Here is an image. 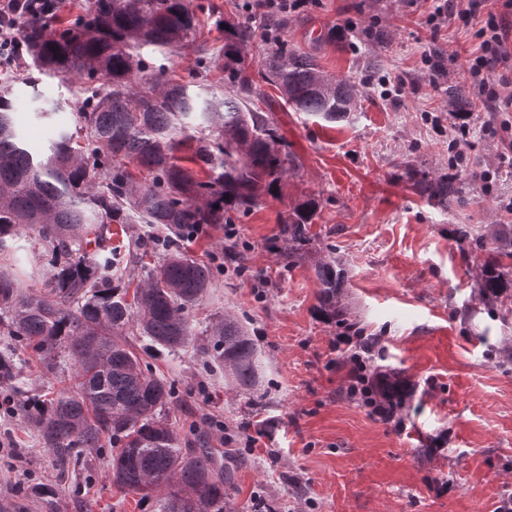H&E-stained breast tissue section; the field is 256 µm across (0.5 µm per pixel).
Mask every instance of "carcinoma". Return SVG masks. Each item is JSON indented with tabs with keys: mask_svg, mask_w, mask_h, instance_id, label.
I'll list each match as a JSON object with an SVG mask.
<instances>
[{
	"mask_svg": "<svg viewBox=\"0 0 512 512\" xmlns=\"http://www.w3.org/2000/svg\"><path fill=\"white\" fill-rule=\"evenodd\" d=\"M214 12L192 0H89L88 8L56 26L57 17H32L21 31L23 57L0 84V384L19 397L39 443L66 467L72 450L112 448V483L144 497L165 488L160 512H235L226 490L229 470L210 448H183L162 420L173 403L171 384L154 375L121 339L126 332L150 347L176 351L198 340L190 313L212 285L213 269L177 249V239L220 230L274 195L295 167L274 115L257 106L263 94L255 76L275 86L285 105L328 123L356 108L357 85L327 73L316 57L288 44L283 19L266 36L265 69L254 74L247 51L256 31L243 19L222 18L224 78L199 80L213 67L197 43V12ZM193 48L197 70L172 79L153 70L141 49ZM61 82L83 81L84 103L75 130H61L48 152L21 147L12 125L15 86H35L33 74ZM448 100L468 112L473 100L460 85ZM187 159L199 166L181 164ZM413 189L446 209L456 201V176L422 175ZM314 195L281 220L273 242L288 257L311 244L318 214ZM112 224H148L165 235L138 236L129 258L166 251L135 288L112 257ZM41 245L43 291L20 285L21 232ZM494 257L478 265V297L512 300V225L495 224ZM320 298L339 314L342 264L316 268ZM212 362L228 369L246 395L258 392L256 345L235 318L202 332ZM30 351L42 373L68 371L72 384L52 398L28 395L20 354Z\"/></svg>",
	"mask_w": 512,
	"mask_h": 512,
	"instance_id": "obj_1",
	"label": "carcinoma"
}]
</instances>
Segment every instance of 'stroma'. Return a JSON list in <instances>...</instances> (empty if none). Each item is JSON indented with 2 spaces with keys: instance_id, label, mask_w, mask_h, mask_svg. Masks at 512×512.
<instances>
[{
  "instance_id": "35a3bbf8",
  "label": "stroma",
  "mask_w": 512,
  "mask_h": 512,
  "mask_svg": "<svg viewBox=\"0 0 512 512\" xmlns=\"http://www.w3.org/2000/svg\"><path fill=\"white\" fill-rule=\"evenodd\" d=\"M428 13L427 0H312L289 14L284 37L316 48L335 76L362 77L375 52L364 29L387 30L381 70L403 82L402 94L393 100L361 89L350 119L329 124L293 111L265 86L262 109L274 114L294 171L278 195L236 222V254L225 253L220 230L180 244L192 259L218 256L222 267L193 316L205 324L229 314L246 327L259 351L263 401L251 406L202 352L150 351L144 359L173 385L171 427L229 469L237 512H494L512 493V313L478 300L483 254L455 234L463 224L484 234L505 221L469 177L494 162L496 143L472 133L456 169L461 200L446 210L415 194L405 173L448 164L451 121L423 62ZM344 25L352 44L328 40ZM14 95L15 125L32 152L74 128L78 83L43 77ZM59 99L64 106L50 121L33 119L34 102ZM309 195L320 202L313 242L290 261L270 242L280 217ZM328 255L344 264L347 323L382 339L374 372L405 386L403 429L372 419L344 393L350 365L333 348L336 326L320 312L315 274ZM4 434L14 446L0 447V500L21 494L24 512H43L31 489L44 484L57 490L60 512H157V499L113 485L111 448L84 455L64 479L56 454L0 399Z\"/></svg>"
}]
</instances>
